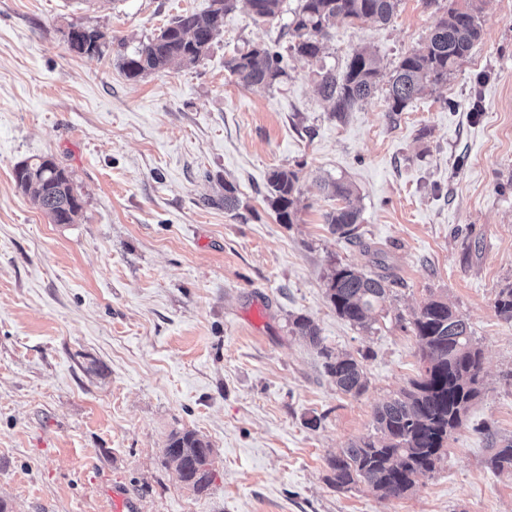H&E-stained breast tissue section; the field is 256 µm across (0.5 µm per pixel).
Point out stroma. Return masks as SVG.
Returning a JSON list of instances; mask_svg holds the SVG:
<instances>
[{
  "label": "stroma",
  "mask_w": 512,
  "mask_h": 512,
  "mask_svg": "<svg viewBox=\"0 0 512 512\" xmlns=\"http://www.w3.org/2000/svg\"><path fill=\"white\" fill-rule=\"evenodd\" d=\"M211 0H0V498L11 512H512V472H493L488 434L512 438V0H484L482 32L447 84L393 112L387 83L440 13L400 0L390 23L336 22L322 60L286 57L273 87L242 86L225 61L285 49L281 20L244 5L198 64L126 79L121 64ZM106 34L97 52L70 27ZM372 51L375 94L343 118L319 67ZM53 158L83 210L55 224L14 168ZM299 177L293 223L267 197L273 170ZM351 184L354 239L324 221V179ZM239 207L225 210V183ZM394 285L370 327L326 296L332 263ZM440 298L469 324L484 385L434 472L399 498L339 490L329 461L376 436L374 411L420 368L414 313ZM314 321L322 346L295 336ZM357 357L365 392L338 391L324 350ZM213 449L197 494L166 464L172 432Z\"/></svg>",
  "instance_id": "stroma-1"
}]
</instances>
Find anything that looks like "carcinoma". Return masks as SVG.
<instances>
[{"label":"carcinoma","instance_id":"cac0c4a2","mask_svg":"<svg viewBox=\"0 0 512 512\" xmlns=\"http://www.w3.org/2000/svg\"><path fill=\"white\" fill-rule=\"evenodd\" d=\"M238 0H212L210 10L177 17L132 55L124 57L123 69L129 79L172 65L193 66L207 53L214 36L224 24V14ZM257 20L271 22L280 17L284 0H244ZM399 0H299L291 23V44L287 50L300 58H316L336 20L349 23H389ZM480 0H468L450 8L439 18L429 38L406 53L389 81L390 111L401 112L415 98L448 82L468 57L481 35ZM283 54L264 45L225 62L238 81L253 88H271L285 75ZM380 73L375 59L363 50L348 58L343 73L325 68L320 74V93L331 102L340 118L373 95ZM14 180L31 196L55 224H72L82 207L65 210L77 190L70 173L50 157L24 162L14 169ZM298 175L292 170L271 172L269 199L282 224L293 223L296 213ZM322 189L344 205L325 214L331 231L348 239L356 237L359 210L352 204V189L339 181H326ZM387 274L365 273L350 265L338 264L325 277L327 297L336 313L348 322L365 326L385 300ZM494 307L504 320H512V287L497 294ZM411 330L421 349L422 368L410 388L377 407L374 413L377 437H368L343 449L331 461L333 484L343 489L364 482L385 496L401 497L419 478L435 469L444 443L463 424L473 401L479 396L483 370L482 351L475 346L468 324L448 302L431 298L414 314ZM293 333L321 347L325 367L336 388L351 395L366 387L360 361L349 353L332 354L321 346L319 329L313 321L299 316ZM490 468L512 470V439L492 441ZM166 464L180 481L200 493L213 478L212 448L193 430L170 436L165 448Z\"/></svg>","mask_w":512,"mask_h":512}]
</instances>
